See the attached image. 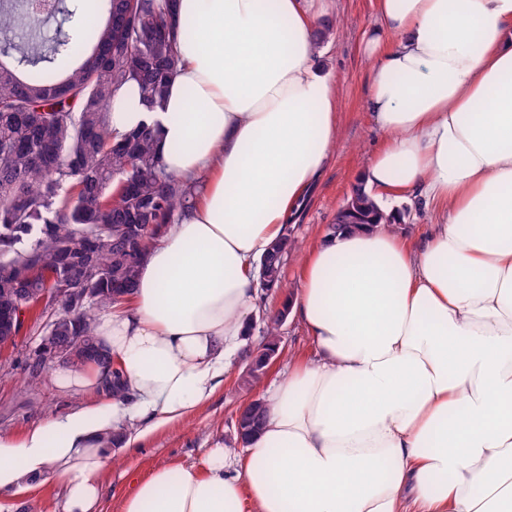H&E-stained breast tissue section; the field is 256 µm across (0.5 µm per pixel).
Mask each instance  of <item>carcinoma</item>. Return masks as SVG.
<instances>
[{"mask_svg": "<svg viewBox=\"0 0 512 512\" xmlns=\"http://www.w3.org/2000/svg\"><path fill=\"white\" fill-rule=\"evenodd\" d=\"M174 0H0V343L18 333L16 293L40 290L28 271L55 272L56 288H93L79 305L57 300L50 325L72 369L107 367L112 353L94 336L100 313L134 290L152 248L195 203L198 185L168 173L155 128L112 129V103L138 89L146 108L164 100L181 57ZM351 211L366 224H391L357 185ZM295 239L283 233L259 261L261 293L284 288L283 265ZM280 317L266 320L261 352L237 387L251 392L278 356ZM266 403L249 408L242 435L264 426Z\"/></svg>", "mask_w": 512, "mask_h": 512, "instance_id": "obj_1", "label": "carcinoma"}]
</instances>
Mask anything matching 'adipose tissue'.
<instances>
[{
	"label": "adipose tissue",
	"instance_id": "ef3b65f1",
	"mask_svg": "<svg viewBox=\"0 0 512 512\" xmlns=\"http://www.w3.org/2000/svg\"><path fill=\"white\" fill-rule=\"evenodd\" d=\"M332 0H177L182 64L161 108L114 101L199 182L97 319L122 399L0 434V512L53 475L95 512L103 436L137 448L223 385L258 305L257 264L330 158L339 92L316 31ZM366 105L387 135L359 174L432 213L320 237L288 300L317 353L267 398L244 455L160 466L122 512H512V0H378ZM391 43H383V35Z\"/></svg>",
	"mask_w": 512,
	"mask_h": 512
}]
</instances>
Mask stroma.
<instances>
[{"mask_svg": "<svg viewBox=\"0 0 512 512\" xmlns=\"http://www.w3.org/2000/svg\"><path fill=\"white\" fill-rule=\"evenodd\" d=\"M334 4L333 17L340 20L341 26L327 42L323 61L339 85L338 140L330 161L288 224L300 245L287 257L283 268L284 285L292 291L299 286L306 250L333 224L338 210L358 183V172L387 140L365 106L372 62L363 52V43L377 23L376 0H334ZM378 200L399 211L401 222L395 231L401 238L417 241L426 234L431 222L426 209L386 192ZM51 317L47 311L38 321L27 322L14 345L0 348V434L22 435L50 414L101 399L94 392L63 390L55 376L58 366L54 363L46 364L37 382H30L28 366L39 353ZM279 336L282 353L266 376L270 382L287 376L291 365L300 358L314 355L297 317L287 316ZM244 367L241 357H234L223 386L203 407L157 430L142 447L117 449L101 478L98 512H122L125 496L157 467L199 463L207 450L219 443L233 447L234 415L247 398L246 392L236 387Z\"/></svg>", "mask_w": 512, "mask_h": 512, "instance_id": "stroma-1", "label": "stroma"}]
</instances>
